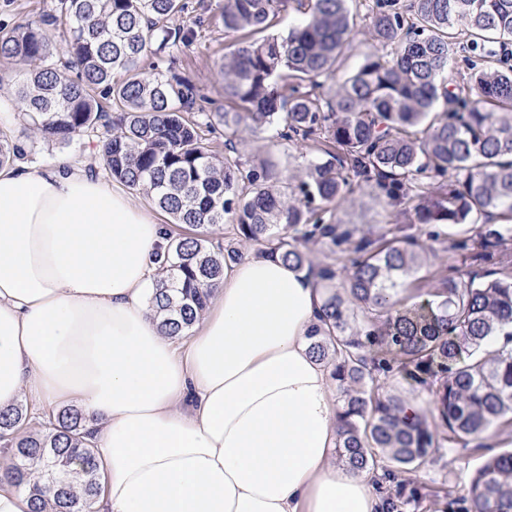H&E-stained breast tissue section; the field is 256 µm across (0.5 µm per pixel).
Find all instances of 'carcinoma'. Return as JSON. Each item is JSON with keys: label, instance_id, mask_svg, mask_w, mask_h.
I'll return each instance as SVG.
<instances>
[{"label": "carcinoma", "instance_id": "carcinoma-1", "mask_svg": "<svg viewBox=\"0 0 512 512\" xmlns=\"http://www.w3.org/2000/svg\"><path fill=\"white\" fill-rule=\"evenodd\" d=\"M305 18L285 35L275 26L293 2ZM348 0H224V35L236 37L224 60V100L210 112L191 79L173 71L170 53L188 43L169 26L183 0H57L40 23L0 27V63L28 65L19 85L22 120L68 144L101 138L104 169L149 197L174 224L196 229L171 238L165 276L152 298L161 327L184 335L239 259L214 245L209 229L235 225L257 254L312 268L304 247L351 241L336 234V210L350 176L394 203L413 202L414 223L477 227L453 245L468 251L448 266L432 300L400 306L407 279L427 261L408 236L375 247L366 237L342 287L319 270L328 328L310 351L331 365L342 404L337 458L396 478L428 456L512 422V348L482 352L486 339L512 344V0H375L370 30L382 52L334 79L352 32ZM65 30L56 44L49 31ZM465 53L483 107L469 105L453 77L454 49ZM151 56V72L140 66ZM120 70L124 78L113 81ZM283 127L281 136L322 154L295 182L275 162L224 158L205 133ZM25 156L0 131V166ZM437 180L411 189L414 176ZM399 374L433 396L435 421H412L406 400L378 393L377 377ZM83 411L68 408L41 428L20 406L0 411V440L11 453L6 479L27 490L35 512H97L101 460L83 445ZM387 512L422 497L402 481L385 491ZM467 501L478 512H512V451L489 456L473 475Z\"/></svg>", "mask_w": 512, "mask_h": 512}]
</instances>
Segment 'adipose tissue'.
Here are the masks:
<instances>
[{
	"label": "adipose tissue",
	"instance_id": "adipose-tissue-1",
	"mask_svg": "<svg viewBox=\"0 0 512 512\" xmlns=\"http://www.w3.org/2000/svg\"><path fill=\"white\" fill-rule=\"evenodd\" d=\"M167 248L83 165L0 167V409L88 413L99 512H386L374 473L328 465L317 272L244 256L179 349L150 308Z\"/></svg>",
	"mask_w": 512,
	"mask_h": 512
}]
</instances>
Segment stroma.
I'll return each instance as SVG.
<instances>
[{
  "label": "stroma",
  "mask_w": 512,
  "mask_h": 512,
  "mask_svg": "<svg viewBox=\"0 0 512 512\" xmlns=\"http://www.w3.org/2000/svg\"><path fill=\"white\" fill-rule=\"evenodd\" d=\"M186 9L170 21L171 27L184 31L189 39L188 46L175 50V67L189 76L210 99L212 110L224 108V75L221 66L224 55L231 43L224 35L222 10L224 0H185ZM369 0H350L348 8L354 18L355 29L351 43L345 51L336 80H343L376 48L369 26ZM26 69L25 64L10 65L0 72V128L11 129L17 143L24 146L27 160L32 166H47L59 159L68 158L88 163L97 176L105 171L97 151L96 137L75 136L70 144L63 145L43 138L32 129L21 125L16 107L15 78ZM236 155L249 158L261 151L272 152L280 161L284 175H293L304 168L315 155L297 142L279 138L276 128L270 127L255 137L237 140L233 143ZM340 231H348L354 237L368 236L372 240L389 237L396 231L418 240L431 248L430 259L411 279L404 292L408 302L428 297L432 288L448 270V250L456 233L445 226L414 224L402 207L392 205L372 187L355 184L337 212ZM492 441L490 451L499 452L512 448V427L501 425L489 433ZM487 451V452H490ZM487 452L465 450L462 447L449 449L444 455H433L408 478L421 490L424 497L410 504L404 512H449L450 498L461 499L467 493V486L482 464ZM443 487L452 490V497L433 498L429 489Z\"/></svg>",
  "instance_id": "1"
}]
</instances>
